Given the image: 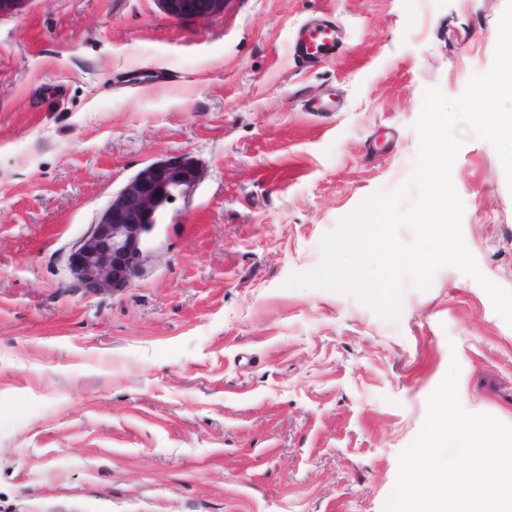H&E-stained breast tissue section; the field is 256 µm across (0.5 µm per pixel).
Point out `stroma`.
Instances as JSON below:
<instances>
[{
    "label": "stroma",
    "mask_w": 512,
    "mask_h": 512,
    "mask_svg": "<svg viewBox=\"0 0 512 512\" xmlns=\"http://www.w3.org/2000/svg\"><path fill=\"white\" fill-rule=\"evenodd\" d=\"M507 0H22L0 16V512H385L399 455L458 361L512 425V325L460 270L397 320L291 289L322 235L410 177L424 92L494 60ZM326 14L342 48L291 40ZM335 94L332 112L305 111ZM451 177L482 274L512 289V187L458 123ZM200 178L140 275L90 294L63 254L146 166ZM163 11L175 19H207L224 11V0H158ZM336 26L328 18L302 24L294 38V56L302 65H309L336 54Z\"/></svg>",
    "instance_id": "35a3bbf8"
}]
</instances>
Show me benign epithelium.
Masks as SVG:
<instances>
[{
    "instance_id": "1",
    "label": "benign epithelium",
    "mask_w": 512,
    "mask_h": 512,
    "mask_svg": "<svg viewBox=\"0 0 512 512\" xmlns=\"http://www.w3.org/2000/svg\"><path fill=\"white\" fill-rule=\"evenodd\" d=\"M175 19H207L224 11V0H158ZM199 178L187 156L153 163L128 181L75 243L67 256L71 275L90 293L126 287L143 263L145 235L157 213Z\"/></svg>"
}]
</instances>
